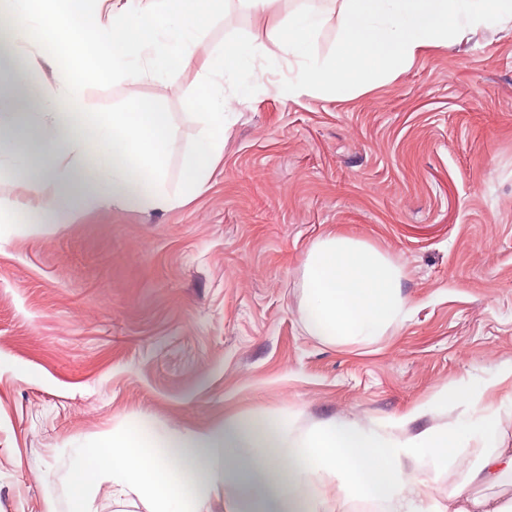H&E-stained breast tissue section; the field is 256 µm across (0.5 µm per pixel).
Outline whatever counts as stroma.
<instances>
[{
	"label": "stroma",
	"instance_id": "stroma-1",
	"mask_svg": "<svg viewBox=\"0 0 512 512\" xmlns=\"http://www.w3.org/2000/svg\"><path fill=\"white\" fill-rule=\"evenodd\" d=\"M240 42H268L241 11L205 33L213 52ZM201 64L172 85L82 92L95 112L156 103L180 152ZM288 76L283 62L261 71L265 91L238 105L190 204H77L50 233L0 238V512H72L74 449L116 427L280 417L305 432L333 417L395 439L471 412L461 385L512 365V24L467 31L347 100L270 94ZM334 228L406 271L407 320L368 345L322 343L297 319L306 251ZM442 391L448 404H432ZM497 444L512 448V413L496 444L413 474L438 500L484 495L512 512V488L470 481Z\"/></svg>",
	"mask_w": 512,
	"mask_h": 512
}]
</instances>
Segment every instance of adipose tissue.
<instances>
[{
  "label": "adipose tissue",
  "mask_w": 512,
  "mask_h": 512,
  "mask_svg": "<svg viewBox=\"0 0 512 512\" xmlns=\"http://www.w3.org/2000/svg\"><path fill=\"white\" fill-rule=\"evenodd\" d=\"M229 0H6L0 13L9 38L0 44V73L17 77L24 65L50 69L52 80L22 104L0 113V186L22 172V190L43 208L31 219L0 196V232L46 233L72 220V201L89 208L167 211L202 195L224 158V127L258 80L250 47L222 54L204 43L210 23ZM263 24L266 55L294 62L279 98L350 92L374 75L392 77L414 61L448 48L465 29L512 19V0H341L337 14L307 8L272 12L271 0H237ZM336 29L334 53L318 43ZM205 54L197 84L198 133L181 157L185 171L170 187L175 136L168 113L133 106L90 112L64 62L102 79L175 82L191 56ZM405 269L388 253L341 230L309 247L304 297L297 317L307 335L330 345L372 342L407 319ZM494 415L473 414L403 441L329 419L299 433L283 419H229L186 432L141 424L114 429L92 450L78 449L72 479L85 487L82 458L111 479L118 495L135 494L147 512H209L216 489L225 512H296L310 480L319 491L309 512H332L339 491L375 495L382 512H502L496 499L460 495L448 509L426 505V490L411 481L412 462L434 464L462 441L494 439Z\"/></svg>",
  "instance_id": "ef3b65f1"
}]
</instances>
